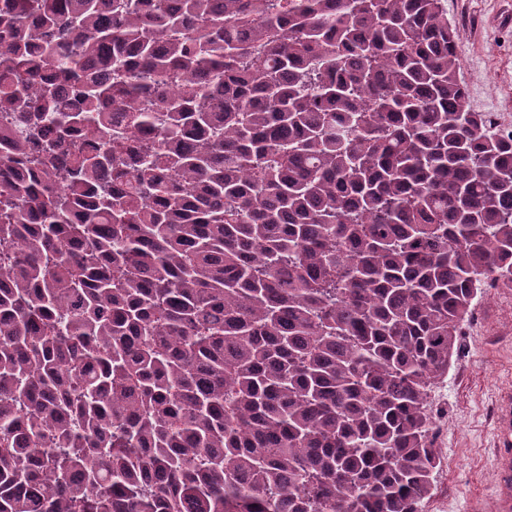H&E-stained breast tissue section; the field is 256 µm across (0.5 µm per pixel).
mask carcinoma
<instances>
[{"instance_id": "obj_1", "label": "carcinoma", "mask_w": 512, "mask_h": 512, "mask_svg": "<svg viewBox=\"0 0 512 512\" xmlns=\"http://www.w3.org/2000/svg\"><path fill=\"white\" fill-rule=\"evenodd\" d=\"M460 66L443 0H0V512H423L512 283Z\"/></svg>"}]
</instances>
